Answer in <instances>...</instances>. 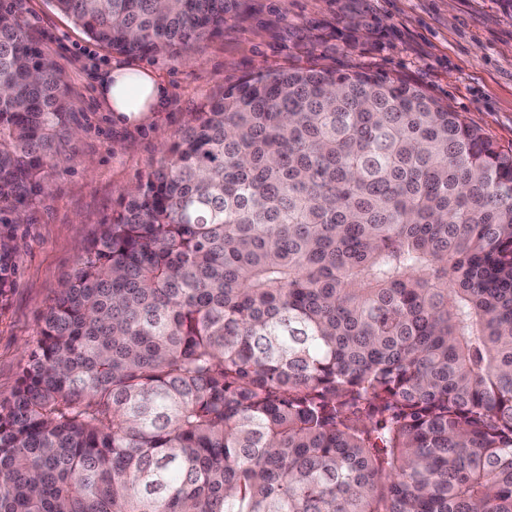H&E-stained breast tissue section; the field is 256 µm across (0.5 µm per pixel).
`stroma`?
Instances as JSON below:
<instances>
[{
    "instance_id": "stroma-1",
    "label": "stroma",
    "mask_w": 512,
    "mask_h": 512,
    "mask_svg": "<svg viewBox=\"0 0 512 512\" xmlns=\"http://www.w3.org/2000/svg\"><path fill=\"white\" fill-rule=\"evenodd\" d=\"M15 14L69 88L74 151L48 165L47 187L14 226L18 250L0 292V402L18 386L26 353L58 287L129 188L159 164L194 112L259 71L359 66L402 77L512 148V11L501 0H252L222 33L177 54L107 51L48 0H14ZM147 67L166 87L159 111L120 122L99 92L113 66Z\"/></svg>"
}]
</instances>
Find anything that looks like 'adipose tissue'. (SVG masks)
Returning a JSON list of instances; mask_svg holds the SVG:
<instances>
[{
    "label": "adipose tissue",
    "mask_w": 512,
    "mask_h": 512,
    "mask_svg": "<svg viewBox=\"0 0 512 512\" xmlns=\"http://www.w3.org/2000/svg\"><path fill=\"white\" fill-rule=\"evenodd\" d=\"M101 96L116 117L131 121L158 111L164 86L153 71L138 67L108 69L100 85Z\"/></svg>",
    "instance_id": "1"
}]
</instances>
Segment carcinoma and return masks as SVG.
<instances>
[{"instance_id":"cac0c4a2","label":"carcinoma","mask_w":512,"mask_h":512,"mask_svg":"<svg viewBox=\"0 0 512 512\" xmlns=\"http://www.w3.org/2000/svg\"><path fill=\"white\" fill-rule=\"evenodd\" d=\"M242 0H51L169 53ZM0 215L71 146L0 0ZM0 224V289L14 272ZM0 512H512V150L420 86L209 101L80 254L0 403Z\"/></svg>"}]
</instances>
